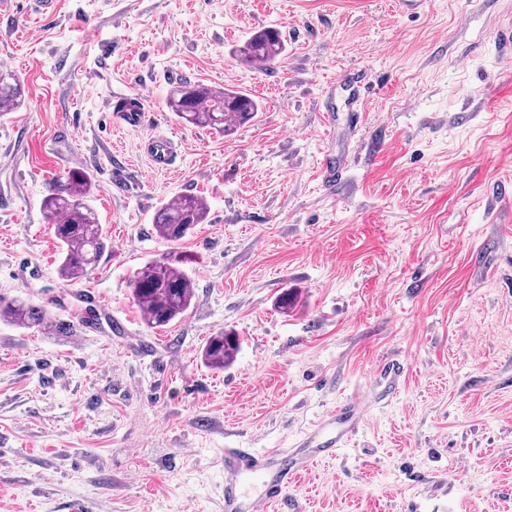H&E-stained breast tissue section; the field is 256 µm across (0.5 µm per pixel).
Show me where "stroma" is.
<instances>
[{
    "instance_id": "35a3bbf8",
    "label": "stroma",
    "mask_w": 512,
    "mask_h": 512,
    "mask_svg": "<svg viewBox=\"0 0 512 512\" xmlns=\"http://www.w3.org/2000/svg\"><path fill=\"white\" fill-rule=\"evenodd\" d=\"M31 2L0 0L22 91L0 118V294L75 329L0 321V512H222L225 447H293L385 357L410 364L400 392L289 488L300 512H512V0ZM267 27L276 62L231 55ZM346 66L371 93L355 123L336 96L330 128ZM185 80L263 108L229 136L188 124L166 107ZM119 89L144 126L117 130ZM156 136L181 147L171 168L144 151ZM328 150L348 162L330 193ZM76 168L108 247L69 285L42 201ZM182 194L208 215L172 243L152 219ZM174 256L195 298L156 330L130 282ZM225 330L241 347L215 371L201 350ZM114 98L117 99V102L121 100L125 102V108L120 114H118L120 122L130 126H140L145 122L148 108L143 95H126L124 93H116Z\"/></svg>"
}]
</instances>
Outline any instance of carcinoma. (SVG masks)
Instances as JSON below:
<instances>
[{"label":"carcinoma","instance_id":"cac0c4a2","mask_svg":"<svg viewBox=\"0 0 512 512\" xmlns=\"http://www.w3.org/2000/svg\"><path fill=\"white\" fill-rule=\"evenodd\" d=\"M286 44L276 29H264L232 50L241 61L262 69L281 57ZM19 89L0 75V116L18 106ZM168 111L195 126L209 127L229 135L252 121L261 111L259 101L232 87L214 89L204 84L184 82L169 94ZM91 183L86 173L75 169L66 183L45 198L44 208L53 221L54 234L61 245L59 278L77 282L88 275L106 248V238L94 209L88 204ZM208 205L204 198L183 194L161 207L153 224L166 241L182 240L204 222ZM133 295L152 328L168 325L192 303L191 281L177 260H154L147 263L133 279ZM0 319L25 329L50 322L46 309L20 298L0 296ZM240 350V338L232 332L220 333L207 341L204 363L213 370L230 365Z\"/></svg>","mask_w":512,"mask_h":512}]
</instances>
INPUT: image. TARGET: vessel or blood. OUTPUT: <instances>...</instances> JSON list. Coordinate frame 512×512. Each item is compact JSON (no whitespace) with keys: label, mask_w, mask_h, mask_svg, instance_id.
I'll return each mask as SVG.
<instances>
[{"label":"vessel or blood","mask_w":512,"mask_h":512,"mask_svg":"<svg viewBox=\"0 0 512 512\" xmlns=\"http://www.w3.org/2000/svg\"><path fill=\"white\" fill-rule=\"evenodd\" d=\"M343 91L352 111H360L368 90L364 75L352 68L343 69L333 81ZM120 122L131 126L146 120L143 95L125 96ZM407 369L396 359L379 361L370 377L369 391L374 401L388 402L400 390ZM365 421V404L353 396L340 402L316 425L313 436L298 441L292 448H251L224 450L223 512H265L276 505L285 506V493L292 483L317 462L334 458L341 446L357 435Z\"/></svg>","instance_id":"b4317fda"}]
</instances>
